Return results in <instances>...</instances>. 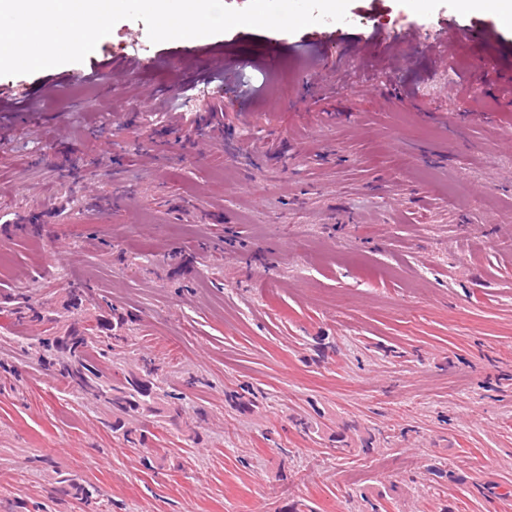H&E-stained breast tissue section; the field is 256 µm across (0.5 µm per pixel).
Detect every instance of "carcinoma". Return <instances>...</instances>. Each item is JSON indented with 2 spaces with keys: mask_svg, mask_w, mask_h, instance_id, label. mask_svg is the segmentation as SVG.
I'll return each instance as SVG.
<instances>
[{
  "mask_svg": "<svg viewBox=\"0 0 512 512\" xmlns=\"http://www.w3.org/2000/svg\"><path fill=\"white\" fill-rule=\"evenodd\" d=\"M115 330L108 319L98 318L94 324L75 322L65 334L42 347L55 351L59 375L69 384L102 402L107 414L112 416V428L120 430L126 438L146 443V430L135 426L140 420L155 416L153 403L164 404L167 421L176 422L182 416L181 393L162 386L159 368L154 361L143 358L141 365L128 371L114 370L105 375L100 369L101 360L112 351L111 343L95 339L101 333Z\"/></svg>",
  "mask_w": 512,
  "mask_h": 512,
  "instance_id": "carcinoma-1",
  "label": "carcinoma"
}]
</instances>
